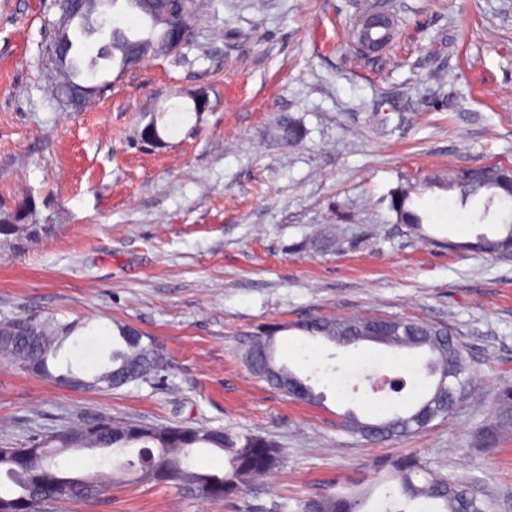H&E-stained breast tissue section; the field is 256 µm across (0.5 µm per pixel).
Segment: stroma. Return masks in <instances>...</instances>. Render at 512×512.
<instances>
[{
  "label": "stroma",
  "mask_w": 512,
  "mask_h": 512,
  "mask_svg": "<svg viewBox=\"0 0 512 512\" xmlns=\"http://www.w3.org/2000/svg\"><path fill=\"white\" fill-rule=\"evenodd\" d=\"M372 0H194L180 56L108 75L77 110L53 96L46 50L57 0H0V214L32 204L41 232L0 242V321L87 320L51 360L91 376L119 343L116 324L159 348L155 374L117 389L38 379L0 355V447H23L108 416L147 425L228 429L274 441L284 463L235 498L186 485L117 484L98 450H72L99 473L98 497L42 512H296L298 500L373 484L382 459L418 454L466 482L491 512H512V431L485 447L495 396L512 382V255L464 250L494 234L480 201L426 191V238L389 209L398 186L462 168L512 164V0H391L393 44L350 48ZM208 102L194 112V97ZM178 106L155 150L137 134ZM306 135L284 147L281 117ZM384 314L448 324L475 362L478 396L446 420L382 444L338 416L390 414L401 394L361 373L405 375L422 351L364 342L339 349L295 330L324 315ZM278 327L277 357L324 395L294 401L256 378L244 353Z\"/></svg>",
  "instance_id": "stroma-1"
}]
</instances>
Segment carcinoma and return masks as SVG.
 Masks as SVG:
<instances>
[{
    "label": "carcinoma",
    "mask_w": 512,
    "mask_h": 512,
    "mask_svg": "<svg viewBox=\"0 0 512 512\" xmlns=\"http://www.w3.org/2000/svg\"><path fill=\"white\" fill-rule=\"evenodd\" d=\"M170 0H130L128 5L152 24L147 37H131L119 31L112 45L99 50L89 64L98 70V61L107 60L122 69H131L150 56L159 53V46L181 43L192 31L193 0H184L185 13L177 26L160 24ZM95 3L84 0L79 4L77 19L80 32L95 24ZM66 65L71 80L70 96L77 105L93 94L76 81L82 73L77 61ZM279 138L285 144H295L304 137L302 127L283 119L278 125ZM140 140L155 149L165 141L153 120L139 131ZM502 166L471 168L464 174L450 172L422 186L398 187L390 196V210L400 224L418 230L425 216L412 208L413 196L422 191L441 187L458 192L459 202L466 205L471 199L489 192L484 212L495 202L512 200V188L497 180ZM465 246L483 253L502 255L512 252V222L503 224L493 237L484 233ZM73 326L61 325L48 318L26 316L0 322V347L18 365L33 375L49 376V357L56 354L57 344L70 334ZM297 329L304 334L321 337L339 347H356L364 341L384 344L394 350L423 349L429 353L422 365L426 377L432 379L425 395L407 411L376 419H362L352 410L341 416L340 425L371 441H389L428 427L437 419H446L475 386L473 367L458 332L445 324H427L399 317L363 315L358 317H315L302 321ZM120 346L112 350V367L85 380L71 372L55 376L64 386L94 389L100 384L119 386L142 379L156 371L160 352L142 342V336L128 326L117 327ZM280 327H262L255 333L245 351V362L251 372L289 397L319 404L323 394L315 392L307 380L300 378L276 359V334ZM498 423L512 427V385L505 386L496 403ZM138 448L137 458L126 460L113 472L120 480L131 472L139 478L156 483L188 484L204 496L220 500L238 494L247 484L275 471L282 462L281 449L274 443L253 434H231L224 430L182 425L148 426L132 422L101 420L73 430L48 441H35L23 448H14L0 456V474L11 488L0 486V512H39L40 506L65 494L70 499H84L87 483L94 477L89 473L73 477L65 473L58 456L72 448H95L101 451L126 453ZM197 448H213L224 452L223 473L200 472L193 469L190 458ZM395 488L385 495L389 512H407L413 502L423 499L434 503V512H487L486 503L476 497L462 481L448 478L427 468L416 454L390 458L383 462ZM370 490L327 493L298 502L299 512H363Z\"/></svg>",
    "instance_id": "obj_1"
}]
</instances>
